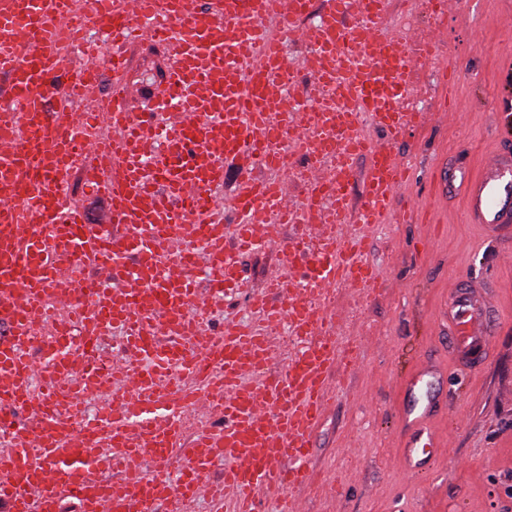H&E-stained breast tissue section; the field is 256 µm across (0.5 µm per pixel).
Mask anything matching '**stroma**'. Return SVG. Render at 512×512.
I'll list each match as a JSON object with an SVG mask.
<instances>
[{"label": "stroma", "mask_w": 512, "mask_h": 512, "mask_svg": "<svg viewBox=\"0 0 512 512\" xmlns=\"http://www.w3.org/2000/svg\"><path fill=\"white\" fill-rule=\"evenodd\" d=\"M412 49L430 38L434 19L421 0H391L385 19ZM134 105L159 111L166 51L150 40L129 50ZM410 108L422 123L395 146L411 168L393 206L423 204L427 224L378 225L367 254L384 275L364 299L336 287L342 346L357 364L330 394V409L313 439L310 463L325 485L302 491L306 512H512V267L501 259L505 237L472 223L462 195L434 198L437 165L480 174L494 155L512 153V0H457L440 53L415 74ZM281 227L277 239L243 260L262 284L285 254L282 244L306 233ZM488 293L494 339L474 368L458 365L448 345V301L462 283ZM432 367L441 373L440 402L428 420L438 447L419 474L405 465L411 431L402 423L404 382Z\"/></svg>", "instance_id": "stroma-1"}]
</instances>
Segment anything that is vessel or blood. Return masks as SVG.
Instances as JSON below:
<instances>
[{
    "instance_id": "b4317fda",
    "label": "vessel or blood",
    "mask_w": 512,
    "mask_h": 512,
    "mask_svg": "<svg viewBox=\"0 0 512 512\" xmlns=\"http://www.w3.org/2000/svg\"><path fill=\"white\" fill-rule=\"evenodd\" d=\"M389 0H0V444L9 476L0 480L7 512H156L163 500L204 497L213 512H256L262 489L282 492L280 512H302L315 432L329 406L337 371L354 367L340 347L331 288L370 296L381 287L363 239L322 236L319 247L289 239L297 276L271 273L254 294L260 319L201 329L188 309L205 313L212 296L243 287L242 253L258 249L257 209L276 224L330 201L334 223L387 222L409 167L392 147L420 113L405 110L415 71L440 51L432 36L412 53L388 34ZM314 18L320 34L303 59L320 103L294 98L285 30ZM279 21L275 33L271 21ZM111 36L112 94L74 115L77 83L59 60L90 28ZM149 39L167 48L162 109L171 127L136 112V91L123 46ZM73 113L62 125L57 114ZM369 117L389 141L360 133ZM305 154L304 199L284 183L292 151ZM367 156L365 186L351 201L355 162ZM241 161L230 196L224 169ZM272 176H255L256 161ZM86 171L92 194L109 203L106 223H89L69 200V184ZM439 196L459 188L473 223L493 230L512 223V156H496L477 176L436 172ZM38 213L40 223L30 221ZM180 233L183 262L160 248ZM68 270L78 289L57 287ZM286 327L296 351L272 372L269 333ZM120 332L125 385L112 403L88 414L87 400L106 386L112 365L99 353L103 336ZM448 334L462 361L483 353L492 332L475 286L448 303ZM436 375L415 372L403 419L417 430L414 456L435 439L424 425ZM224 427L197 424L187 433L199 394ZM111 450L113 478L89 474L88 451ZM223 466L224 477L210 471Z\"/></svg>"
}]
</instances>
